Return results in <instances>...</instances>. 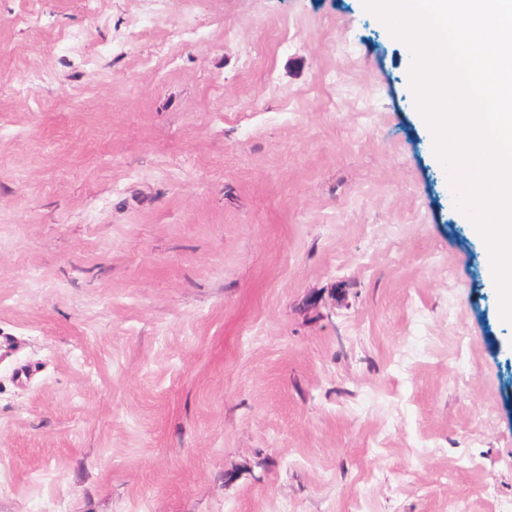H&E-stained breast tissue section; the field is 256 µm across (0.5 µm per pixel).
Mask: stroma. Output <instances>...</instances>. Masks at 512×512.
Wrapping results in <instances>:
<instances>
[{
	"mask_svg": "<svg viewBox=\"0 0 512 512\" xmlns=\"http://www.w3.org/2000/svg\"><path fill=\"white\" fill-rule=\"evenodd\" d=\"M364 0H0V512H512V326Z\"/></svg>",
	"mask_w": 512,
	"mask_h": 512,
	"instance_id": "35a3bbf8",
	"label": "stroma"
}]
</instances>
